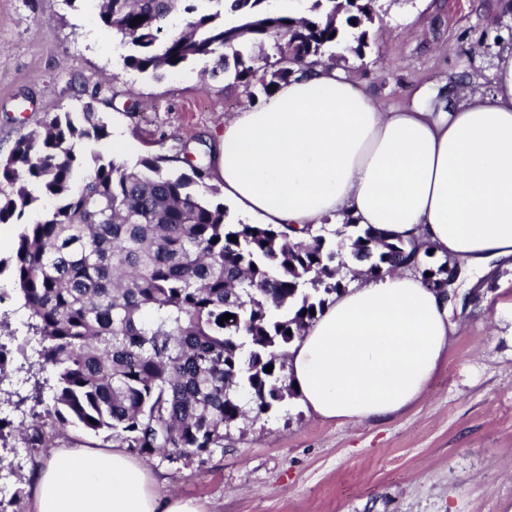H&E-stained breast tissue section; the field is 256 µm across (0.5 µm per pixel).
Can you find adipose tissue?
<instances>
[{
  "instance_id": "1",
  "label": "adipose tissue",
  "mask_w": 512,
  "mask_h": 512,
  "mask_svg": "<svg viewBox=\"0 0 512 512\" xmlns=\"http://www.w3.org/2000/svg\"><path fill=\"white\" fill-rule=\"evenodd\" d=\"M214 173L243 223L291 239L328 217L431 245L457 267L444 288L402 269L354 277L286 350L304 406L380 422L426 393L457 331L454 308L512 259V48L491 91L418 87L384 110L326 61L297 68L262 104L225 120ZM32 512H203L161 493L121 448H60L35 476Z\"/></svg>"
}]
</instances>
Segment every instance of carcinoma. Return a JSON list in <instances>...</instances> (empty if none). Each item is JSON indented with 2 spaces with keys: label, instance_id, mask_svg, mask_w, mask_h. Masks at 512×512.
<instances>
[{
  "label": "carcinoma",
  "instance_id": "1",
  "mask_svg": "<svg viewBox=\"0 0 512 512\" xmlns=\"http://www.w3.org/2000/svg\"><path fill=\"white\" fill-rule=\"evenodd\" d=\"M181 2L99 0V19L131 46L126 67L157 74L213 58L210 76L248 89L251 105L295 66L330 60L348 41L360 52L375 16L373 0L288 11L213 0L220 9L205 14ZM107 136L88 104L78 117L54 113L0 158V224L20 225L0 275L36 344L38 377L21 398L31 402L30 448L47 445L54 418L144 459L188 462L224 447V431L248 413L244 395L260 415L293 394L285 350L347 288L343 249L370 278L410 263L426 283H448V262L427 263L431 247L410 250L351 217L345 242L226 221L224 203L205 198L220 189L201 155L184 156L180 172L163 154L83 166L74 143ZM42 196L52 208L27 220ZM226 313L234 318L218 323Z\"/></svg>",
  "mask_w": 512,
  "mask_h": 512
}]
</instances>
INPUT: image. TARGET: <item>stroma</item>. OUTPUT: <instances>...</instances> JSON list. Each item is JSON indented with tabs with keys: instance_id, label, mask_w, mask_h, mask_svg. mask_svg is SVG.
I'll return each mask as SVG.
<instances>
[{
	"instance_id": "stroma-1",
	"label": "stroma",
	"mask_w": 512,
	"mask_h": 512,
	"mask_svg": "<svg viewBox=\"0 0 512 512\" xmlns=\"http://www.w3.org/2000/svg\"><path fill=\"white\" fill-rule=\"evenodd\" d=\"M363 55L336 66L384 109L417 87L448 81L491 90L499 48L512 44V0H377ZM198 60L156 78L124 67L98 0H0V157L56 112L93 103L109 136L78 143L135 165L178 156L190 137L213 154L225 119L247 104L243 88ZM20 306L0 279V512H31L37 469L59 447L95 448L102 437L48 424L51 447L30 451L28 407L15 384L28 360L12 333ZM448 360L424 398L382 423L341 424L290 396L232 426L223 447L189 462L147 461L162 491L199 499L206 512H512V268L499 267L481 298L455 312Z\"/></svg>"
}]
</instances>
